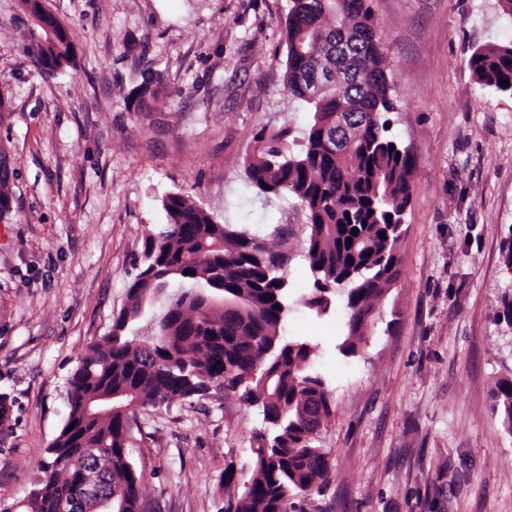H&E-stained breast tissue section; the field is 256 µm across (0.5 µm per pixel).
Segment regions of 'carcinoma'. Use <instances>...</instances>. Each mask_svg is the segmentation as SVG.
<instances>
[{
	"mask_svg": "<svg viewBox=\"0 0 512 512\" xmlns=\"http://www.w3.org/2000/svg\"><path fill=\"white\" fill-rule=\"evenodd\" d=\"M285 37V87L310 113L304 149L289 151L287 130L268 142L259 134L245 174L260 192L289 195L304 208L300 257L313 278L305 306L320 313L333 297L341 300L347 334L339 350L349 355L363 340L374 302L395 280L414 157L390 134L386 114L396 105L368 0H292ZM341 40L340 55L330 59ZM29 50L52 71L75 64L72 40L62 33L52 41L35 23ZM468 65L481 86L512 95L511 44L478 47ZM318 72L326 89L313 99ZM162 82L160 71L147 72L136 99L146 103ZM338 112L351 117L354 143L346 149L333 143ZM161 205L166 223L146 237L128 306L107 336L87 346L68 381V417L47 448L54 479L17 512H91L97 487L112 495V512H141L130 405L200 398L217 385L243 388V401L259 407L265 423L247 484L224 471V512H289L296 496L329 480L305 412L316 401L329 419L331 391L311 370L315 346L278 335L287 303L283 277L295 258L293 225L270 227L272 249L179 193ZM173 281L193 287L157 315L151 334H140L142 306ZM226 299L237 309L224 310ZM493 401L512 433V378L497 382Z\"/></svg>",
	"mask_w": 512,
	"mask_h": 512,
	"instance_id": "cac0c4a2",
	"label": "carcinoma"
}]
</instances>
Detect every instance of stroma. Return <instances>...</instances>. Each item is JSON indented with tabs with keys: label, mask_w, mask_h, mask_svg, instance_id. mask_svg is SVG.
I'll return each instance as SVG.
<instances>
[{
	"label": "stroma",
	"mask_w": 512,
	"mask_h": 512,
	"mask_svg": "<svg viewBox=\"0 0 512 512\" xmlns=\"http://www.w3.org/2000/svg\"><path fill=\"white\" fill-rule=\"evenodd\" d=\"M69 31L74 66L50 72L27 50L20 0H0V149L11 171L0 219V512L43 477L64 424L67 380L112 329L149 230L177 192L259 236H306L289 196L249 184L258 131L308 114L285 88L290 0H42ZM394 88L391 134L415 158L395 282L351 356L341 308L304 307V261L286 280L279 335L315 346L332 390L319 434L330 480L304 512H512V433L492 391L512 374V95L483 89L468 59L512 43L498 0H371ZM155 98L133 96L146 69ZM146 512H223L225 467L250 473L258 408L215 387L206 397L136 411Z\"/></svg>",
	"instance_id": "stroma-1"
}]
</instances>
